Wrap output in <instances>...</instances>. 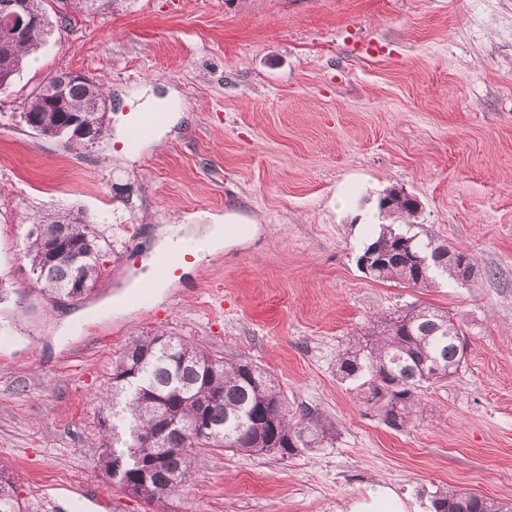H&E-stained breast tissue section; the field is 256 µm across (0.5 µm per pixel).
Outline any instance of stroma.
<instances>
[{"label": "stroma", "instance_id": "35a3bbf8", "mask_svg": "<svg viewBox=\"0 0 512 512\" xmlns=\"http://www.w3.org/2000/svg\"><path fill=\"white\" fill-rule=\"evenodd\" d=\"M77 71L109 99L91 147L20 119L45 77ZM179 118L131 150L147 97ZM415 196V223L471 254L470 286L422 291L365 276L378 201ZM89 216L105 273L82 301L42 296L20 253L27 215ZM258 219L257 232L171 281L164 298L98 317L159 229ZM0 465L25 512L57 482L112 492V512H347L381 487L407 512L443 488L512 502V0H113L56 32L0 92ZM450 310L467 340L388 426L336 357L375 317ZM165 330L251 360L336 438L292 458L204 452L155 509L93 468L100 396L130 335Z\"/></svg>", "mask_w": 512, "mask_h": 512}]
</instances>
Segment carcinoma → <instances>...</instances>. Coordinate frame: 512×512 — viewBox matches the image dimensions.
<instances>
[{
  "instance_id": "cac0c4a2",
  "label": "carcinoma",
  "mask_w": 512,
  "mask_h": 512,
  "mask_svg": "<svg viewBox=\"0 0 512 512\" xmlns=\"http://www.w3.org/2000/svg\"><path fill=\"white\" fill-rule=\"evenodd\" d=\"M20 2L31 23L21 29L0 25V84L12 82L54 29L72 26L74 14L104 10L112 0H61L71 12L56 9L52 16L47 0ZM102 99L94 81L39 85L27 96L20 118L38 123L51 138L86 148L89 143L72 135L63 117L101 130ZM51 100L54 112L47 111ZM379 211L392 222L379 225L357 259L373 260L371 279L432 288L439 276L457 280L462 266L478 270L473 257L449 250L435 235L410 233L408 220L416 209L408 200ZM28 222L23 257L41 293L51 303L84 298L76 285H94L103 274L94 223L82 213L60 210L40 212ZM425 257L431 259L428 266L419 262ZM465 350L462 327L448 311L412 304L379 318L370 334L349 340L337 356L336 371L359 382L366 402L380 406L386 423L398 429L411 420L416 390L455 374ZM101 402L105 448L94 467L150 506L182 492L201 450L289 458L334 440L319 412L307 406L290 408L280 383L260 366L215 356L167 331L129 340L112 367ZM430 507L432 512H512V503L464 489L436 492ZM0 512H22L13 478L1 466Z\"/></svg>"
}]
</instances>
